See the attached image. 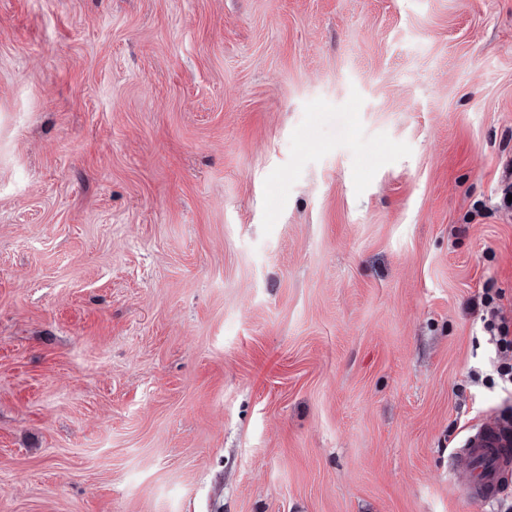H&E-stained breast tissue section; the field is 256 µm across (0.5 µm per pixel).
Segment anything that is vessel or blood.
Instances as JSON below:
<instances>
[{
	"instance_id": "vessel-or-blood-1",
	"label": "vessel or blood",
	"mask_w": 512,
	"mask_h": 512,
	"mask_svg": "<svg viewBox=\"0 0 512 512\" xmlns=\"http://www.w3.org/2000/svg\"><path fill=\"white\" fill-rule=\"evenodd\" d=\"M449 474L463 473L469 480L465 493L469 500L480 504L497 501L504 481L512 475V447L507 446L499 428L482 426L455 451Z\"/></svg>"
}]
</instances>
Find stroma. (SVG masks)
<instances>
[{"mask_svg":"<svg viewBox=\"0 0 512 512\" xmlns=\"http://www.w3.org/2000/svg\"><path fill=\"white\" fill-rule=\"evenodd\" d=\"M512 0H0V512H499ZM501 297L500 293L491 295L488 289H484L482 294L478 296L474 306L481 308V316L484 323V329L496 348L501 352L512 350V324L506 320L496 300ZM500 427L481 426L453 454L448 469L450 476L468 475L465 493L469 500L480 504L497 501L505 478L512 471V447L500 435Z\"/></svg>","mask_w":512,"mask_h":512,"instance_id":"stroma-1","label":"stroma"}]
</instances>
